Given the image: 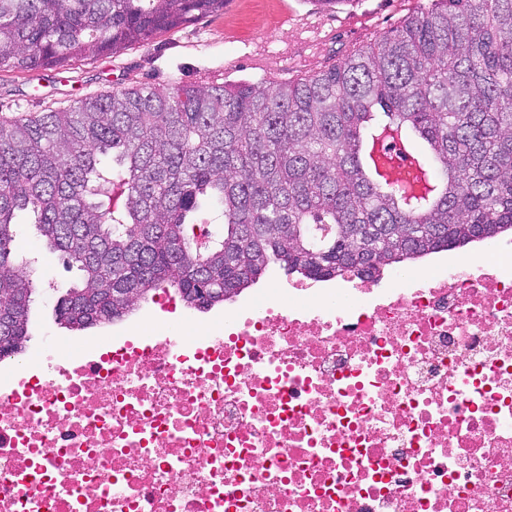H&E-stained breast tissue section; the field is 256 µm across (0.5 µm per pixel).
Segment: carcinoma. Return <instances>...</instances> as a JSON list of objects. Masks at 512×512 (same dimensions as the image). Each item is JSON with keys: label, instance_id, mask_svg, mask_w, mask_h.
<instances>
[{"label": "carcinoma", "instance_id": "obj_1", "mask_svg": "<svg viewBox=\"0 0 512 512\" xmlns=\"http://www.w3.org/2000/svg\"><path fill=\"white\" fill-rule=\"evenodd\" d=\"M432 2L297 80L138 85L0 121V316L15 326L0 359L24 351L38 291L15 247L20 212L80 274L55 307L71 331L112 324L160 288L209 310L274 267L371 274L512 233V0ZM223 8L0 0V65L115 55ZM379 115L423 142L432 200L365 171ZM114 188L123 203L107 210ZM205 201L224 225L199 251L191 220Z\"/></svg>", "mask_w": 512, "mask_h": 512}]
</instances>
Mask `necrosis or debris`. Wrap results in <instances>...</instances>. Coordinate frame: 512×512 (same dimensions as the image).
Here are the masks:
<instances>
[{
  "mask_svg": "<svg viewBox=\"0 0 512 512\" xmlns=\"http://www.w3.org/2000/svg\"><path fill=\"white\" fill-rule=\"evenodd\" d=\"M0 512H512V244L51 344L0 371Z\"/></svg>",
  "mask_w": 512,
  "mask_h": 512,
  "instance_id": "necrosis-or-debris-1",
  "label": "necrosis or debris"
}]
</instances>
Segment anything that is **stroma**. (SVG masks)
<instances>
[{
	"mask_svg": "<svg viewBox=\"0 0 512 512\" xmlns=\"http://www.w3.org/2000/svg\"><path fill=\"white\" fill-rule=\"evenodd\" d=\"M422 0H225L223 10L161 34L117 55L79 58L69 65L18 71L0 67V120L66 109L115 89L148 84L221 85L241 80L279 82L319 70L398 27ZM320 22L319 34H300L302 20ZM268 69L256 67L255 57ZM17 247L36 257L39 294L32 309L28 352L53 338L81 344L120 334L121 324L70 331L53 312L62 288L78 279L58 254L39 242L28 214L17 219Z\"/></svg>",
	"mask_w": 512,
	"mask_h": 512,
	"instance_id": "obj_1",
	"label": "stroma"
}]
</instances>
